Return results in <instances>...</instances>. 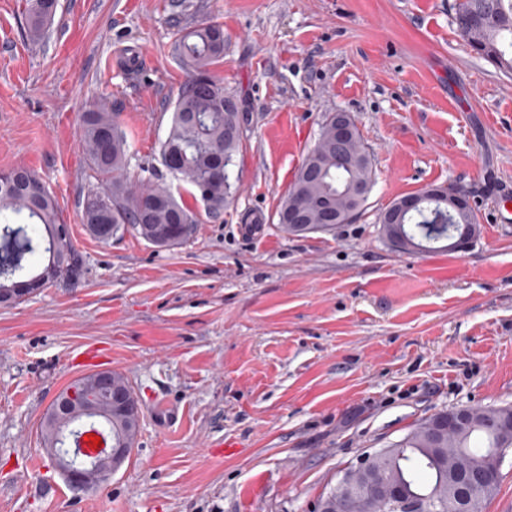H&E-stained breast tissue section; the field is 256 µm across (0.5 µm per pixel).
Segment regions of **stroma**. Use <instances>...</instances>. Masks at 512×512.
Segmentation results:
<instances>
[{"label":"stroma","mask_w":512,"mask_h":512,"mask_svg":"<svg viewBox=\"0 0 512 512\" xmlns=\"http://www.w3.org/2000/svg\"><path fill=\"white\" fill-rule=\"evenodd\" d=\"M460 0H58L22 37L25 0H0V170L54 193L80 280L0 306V512H315L342 471L460 406H512V223L477 211L463 251L393 250L378 217L452 184L477 201L512 185V71L475 54ZM218 24L214 77L247 118L220 215L184 244L133 229L101 241L81 115L105 101L128 175L160 168L189 77L178 30ZM355 120L374 158L362 215L291 236L276 212L325 114ZM124 374L143 409L129 460L71 487L40 425L79 376Z\"/></svg>","instance_id":"obj_1"}]
</instances>
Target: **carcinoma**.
Returning a JSON list of instances; mask_svg holds the SVG:
<instances>
[{
  "label": "carcinoma",
  "mask_w": 512,
  "mask_h": 512,
  "mask_svg": "<svg viewBox=\"0 0 512 512\" xmlns=\"http://www.w3.org/2000/svg\"><path fill=\"white\" fill-rule=\"evenodd\" d=\"M57 0H27L25 38L43 40L54 19ZM461 36L476 54L501 68L512 70V0H461L456 14ZM173 54L190 71L173 106L169 133L160 144L162 161L170 160L174 182L133 187L128 181L129 143L112 118V112L96 106L82 116V148L90 189L82 203L81 220L91 235L106 241L132 227L149 243L170 248L183 244L200 223V214L183 201L187 194L200 198V187L211 184L214 198L207 212L217 215L233 194L228 168L242 139L224 136L231 116L239 115L236 101L224 94V86L211 76L209 66L224 57V30L207 25L180 32L171 45ZM354 162H340L332 140L329 116H324L318 141L308 152L277 212L280 229L289 235L302 231L288 223V208L308 207V223L324 224L336 218V210L353 206L347 190L353 184L373 187V158L356 140L349 148ZM41 182L32 170L18 167L0 170V288L13 278L40 275L48 268L56 248V235L65 226L56 197L48 190L35 191ZM477 221L471 205L448 209L428 201L424 209L409 213L404 223L380 217L382 238L393 248L409 252L403 240L419 250L421 243L448 239L452 226ZM82 253L71 251L48 274V283L77 280L84 274ZM462 423L448 425L453 410L432 414L409 430L374 460L373 470L399 487L409 512H448V475L484 471L491 448H512V406L494 409L466 407ZM112 434L135 444L138 425L125 416L112 414L105 420ZM500 477L472 496L471 512L498 490ZM329 512H393L390 505L365 494L345 496L334 487L320 500Z\"/></svg>",
  "instance_id": "carcinoma-1"
}]
</instances>
